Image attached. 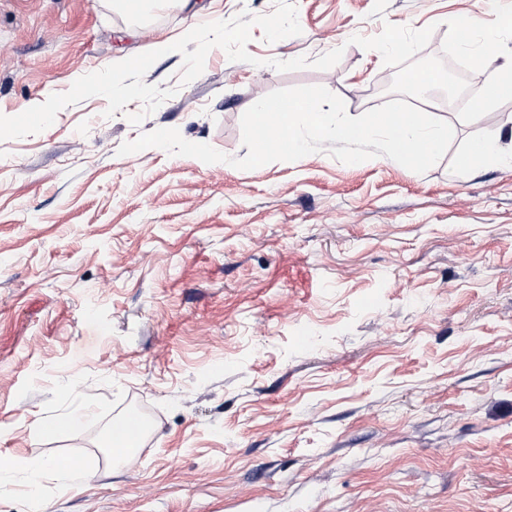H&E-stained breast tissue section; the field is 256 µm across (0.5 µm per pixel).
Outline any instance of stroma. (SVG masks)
I'll return each mask as SVG.
<instances>
[{"instance_id":"stroma-1","label":"stroma","mask_w":512,"mask_h":512,"mask_svg":"<svg viewBox=\"0 0 512 512\" xmlns=\"http://www.w3.org/2000/svg\"><path fill=\"white\" fill-rule=\"evenodd\" d=\"M294 2L301 35L253 28L260 66L216 47L183 86L168 45L275 0H168L140 20L115 0H0V115L159 48L144 82L176 90L138 125L139 101L108 118L94 96L0 141V460L90 474L16 472L0 512H512V168L462 163L476 139L512 147V95L475 109L512 54V0ZM388 23L434 32L397 67L350 44ZM454 68L473 82L461 111ZM312 85L353 117L404 100L454 140L423 174L385 156L240 170L117 153L175 128L245 157L255 100ZM77 398L95 421L34 435ZM130 415L148 432L117 465L103 440ZM42 469L49 470L57 480L64 483H74L86 479V470L74 461L54 462L51 464H38L26 458H13L8 461H1L0 479L3 480L18 470H24L31 473L39 472Z\"/></svg>"}]
</instances>
